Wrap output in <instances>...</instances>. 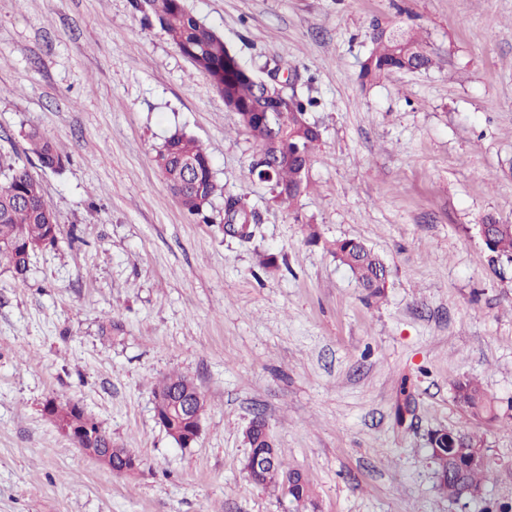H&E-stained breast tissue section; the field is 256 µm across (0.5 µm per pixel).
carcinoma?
Masks as SVG:
<instances>
[{
  "instance_id": "1",
  "label": "carcinoma",
  "mask_w": 512,
  "mask_h": 512,
  "mask_svg": "<svg viewBox=\"0 0 512 512\" xmlns=\"http://www.w3.org/2000/svg\"><path fill=\"white\" fill-rule=\"evenodd\" d=\"M150 18L170 36L178 51L196 69L206 74L225 106L238 114L241 125L254 138L255 158L248 174L270 186L274 198L291 203L307 189V172L318 148L322 132L312 119L317 101L299 99L283 104L275 90L256 83L252 71L225 43L189 12L183 0H151ZM373 47L361 63L360 77L377 82L394 70L427 68L431 58L419 43L405 33L372 37ZM29 150L42 166L59 169L64 158L55 144L36 129L27 133ZM155 164L174 198L192 216L206 218L205 211L216 193L217 185L211 161L202 145L185 132H175L158 148ZM487 239L483 241L489 262L499 276L512 271V224L496 218L485 219ZM57 219L44 199L41 187L23 166H10L5 183L0 184V262L6 263L20 281L25 282L30 259L35 252L55 246ZM330 253L348 269L357 284L370 297L387 288L389 270L384 260L364 242L338 239L330 244ZM454 402L461 415L470 422L494 423L508 418L499 402L468 378L453 384ZM198 391L185 376H165L153 387L154 412L163 420L164 431L180 448L190 447L199 435L205 402H200L190 416H172L161 398L173 391ZM61 432L92 434L97 445L107 446L112 437L96 419L71 404H58L46 412ZM250 449L262 451L273 445L269 433L260 423L252 422L246 430ZM430 457L440 475L439 487L448 496L460 500L471 498L481 505L478 512H512V505L492 506L482 496L486 474L482 458L487 449L474 434L446 429L427 435ZM292 483L285 484V478ZM262 488L273 487L288 500V512H317L313 489L297 469L285 465L275 454L273 466L253 479Z\"/></svg>"
}]
</instances>
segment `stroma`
Returning a JSON list of instances; mask_svg holds the SVG:
<instances>
[{
    "instance_id": "35a3bbf8",
    "label": "stroma",
    "mask_w": 512,
    "mask_h": 512,
    "mask_svg": "<svg viewBox=\"0 0 512 512\" xmlns=\"http://www.w3.org/2000/svg\"><path fill=\"white\" fill-rule=\"evenodd\" d=\"M257 74L314 97L322 141L287 207L248 176L256 143L135 0H0V171L27 167L58 222L25 281L0 264V512H288L242 471L262 414L320 512H474L439 488L434 429L487 450L512 503V427L465 421L453 382L512 404V280L477 231L512 224V0H184ZM417 34L430 67L362 85L375 28ZM61 144L41 167L26 134ZM206 148L258 225L229 233L172 197L154 156ZM317 241H310V231ZM368 243L367 296L326 245ZM274 253L276 268L258 264ZM194 380L202 432L180 448L152 390ZM75 402L142 461L104 470L46 416Z\"/></svg>"
}]
</instances>
